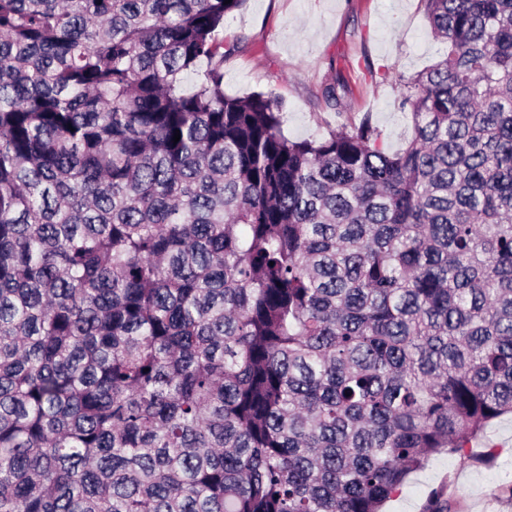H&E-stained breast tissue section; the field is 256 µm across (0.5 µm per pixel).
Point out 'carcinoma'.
Wrapping results in <instances>:
<instances>
[{"label":"carcinoma","instance_id":"carcinoma-1","mask_svg":"<svg viewBox=\"0 0 512 512\" xmlns=\"http://www.w3.org/2000/svg\"><path fill=\"white\" fill-rule=\"evenodd\" d=\"M421 2L393 149L227 96L244 0H0V512H381L512 415V0Z\"/></svg>","mask_w":512,"mask_h":512}]
</instances>
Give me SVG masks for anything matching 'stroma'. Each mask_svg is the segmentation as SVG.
<instances>
[{
  "label": "stroma",
  "mask_w": 512,
  "mask_h": 512,
  "mask_svg": "<svg viewBox=\"0 0 512 512\" xmlns=\"http://www.w3.org/2000/svg\"><path fill=\"white\" fill-rule=\"evenodd\" d=\"M223 36L239 46L224 60L225 93L282 97L289 136H319L367 112L396 148L410 120L398 107L393 76L427 68L441 50L420 0H246L225 18ZM338 75L349 92L334 111L320 88ZM490 445L497 456L488 463ZM438 493L452 512H512L511 415L491 421L469 456H432L384 512H430Z\"/></svg>",
  "instance_id": "1"
}]
</instances>
